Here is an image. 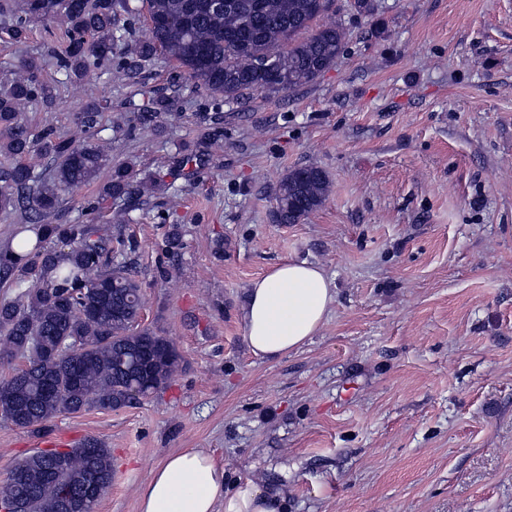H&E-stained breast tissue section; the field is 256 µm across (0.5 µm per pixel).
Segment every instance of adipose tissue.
I'll list each match as a JSON object with an SVG mask.
<instances>
[{
	"instance_id": "ef3b65f1",
	"label": "adipose tissue",
	"mask_w": 512,
	"mask_h": 512,
	"mask_svg": "<svg viewBox=\"0 0 512 512\" xmlns=\"http://www.w3.org/2000/svg\"><path fill=\"white\" fill-rule=\"evenodd\" d=\"M335 292L322 266L277 265L254 280L243 309L245 337L258 358L303 346L322 328ZM225 468L209 453L187 448L155 467L138 493V512H282L283 496L245 482L226 491Z\"/></svg>"
}]
</instances>
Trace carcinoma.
I'll return each mask as SVG.
<instances>
[{"mask_svg":"<svg viewBox=\"0 0 512 512\" xmlns=\"http://www.w3.org/2000/svg\"><path fill=\"white\" fill-rule=\"evenodd\" d=\"M208 0H143L150 19L166 25L148 39H136L132 20L139 8L131 0H62L50 19L66 26L68 45L53 55L69 81L112 66L139 76L157 52L183 68L193 84L228 101L250 95L289 93L314 82L331 67L346 44L336 22L306 38L298 35L331 7L329 0H230L213 9ZM351 10L371 17L378 0H351ZM45 19L37 0H12L0 9V26L15 42L26 40L33 23ZM41 59L29 56L0 78V155L14 163L0 169V212H28L15 238L23 250L0 251V273L29 283L15 298L0 299V366L13 372L0 380V418L21 430L38 431L62 414L94 407L117 410L166 387L183 367L167 337L140 325L142 288L119 260L126 242L101 224H50L68 187L91 181L105 164L109 141L103 130L105 99L77 115L76 134L50 126L35 132L20 112L38 99L56 97L59 85L41 80ZM156 111L138 112L147 128L161 126L168 100ZM48 156L39 168L21 162ZM135 166L111 170L100 194L119 202L125 215L145 193ZM328 192L325 172L306 165L288 170L276 186V221L298 224L318 210ZM78 448L38 450L19 461L20 475L0 485V505L15 512H95L112 484V453L97 438Z\"/></svg>","mask_w":512,"mask_h":512,"instance_id":"carcinoma-1","label":"carcinoma"}]
</instances>
